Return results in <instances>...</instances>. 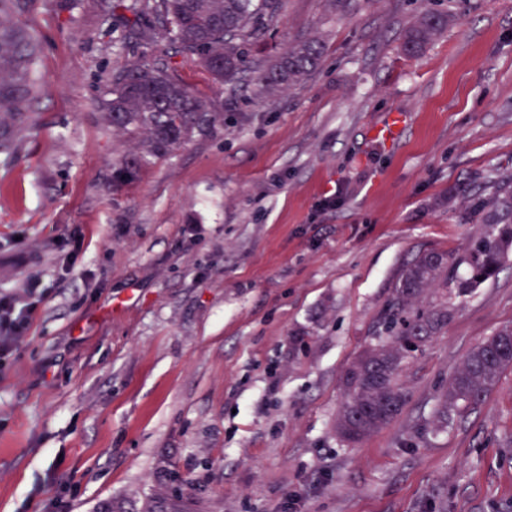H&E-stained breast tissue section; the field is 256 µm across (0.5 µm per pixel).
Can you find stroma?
I'll use <instances>...</instances> for the list:
<instances>
[{
	"label": "stroma",
	"mask_w": 512,
	"mask_h": 512,
	"mask_svg": "<svg viewBox=\"0 0 512 512\" xmlns=\"http://www.w3.org/2000/svg\"><path fill=\"white\" fill-rule=\"evenodd\" d=\"M429 8L448 26L401 44ZM40 131L0 156V295L53 299L0 367V512H512V369L439 429L466 354L512 325V250L455 302L401 376L403 412L362 444L336 435L346 367L375 338L403 265L464 254L486 231L471 197L512 176V0H283L251 57L325 43L301 86L224 94L171 61L224 128L113 191L137 142L90 101L143 53L90 0H39ZM407 117L392 144L373 128Z\"/></svg>",
	"instance_id": "stroma-1"
}]
</instances>
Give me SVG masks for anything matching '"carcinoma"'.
<instances>
[{"label": "carcinoma", "instance_id": "carcinoma-1", "mask_svg": "<svg viewBox=\"0 0 512 512\" xmlns=\"http://www.w3.org/2000/svg\"><path fill=\"white\" fill-rule=\"evenodd\" d=\"M37 0H0V154L12 156L37 130L35 106L45 80L39 75V44L31 25ZM105 22L119 10L126 18L123 42L151 49L166 37L176 53L196 58L228 93L251 76L253 94L268 99L301 84L319 65L322 42L304 38L269 59L251 60L242 43L261 32L259 19L273 20L281 0H91ZM448 26V15L427 10L407 31L402 49L418 55ZM91 108L114 129L142 137L138 151L112 159L110 184L119 190L136 182L156 160L166 158L197 134L224 127L219 102L204 100L176 74L170 59L154 53L109 78ZM479 214L488 231L465 254L453 257L427 251L400 271L384 317L386 338L367 347L345 370V400L336 417V435L347 445L364 442L402 412L407 395L400 376L410 353L405 336L426 343L453 316L451 296H465L495 278L512 247V178L502 181L493 201L470 200L460 221ZM464 265L468 274L456 275ZM431 286L440 290L437 303L416 308ZM512 368V326L496 330L465 356L448 379L436 411L439 427L448 426L458 406L475 407Z\"/></svg>", "mask_w": 512, "mask_h": 512}]
</instances>
